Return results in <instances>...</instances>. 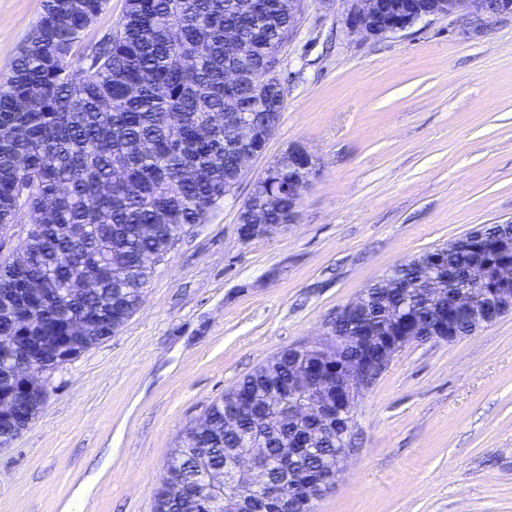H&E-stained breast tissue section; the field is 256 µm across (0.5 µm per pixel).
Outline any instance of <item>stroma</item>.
<instances>
[{"instance_id":"1","label":"stroma","mask_w":512,"mask_h":512,"mask_svg":"<svg viewBox=\"0 0 512 512\" xmlns=\"http://www.w3.org/2000/svg\"><path fill=\"white\" fill-rule=\"evenodd\" d=\"M42 0H0V76ZM307 0L281 53L279 124L235 194L181 235L112 336L43 372L0 446V512H154L179 433L278 352L324 339L390 268L512 220V16L468 9L381 38ZM316 172L287 229L248 242L252 181L295 144ZM315 512H512V313L411 342L352 411Z\"/></svg>"}]
</instances>
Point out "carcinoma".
Masks as SVG:
<instances>
[{"instance_id":"1","label":"carcinoma","mask_w":512,"mask_h":512,"mask_svg":"<svg viewBox=\"0 0 512 512\" xmlns=\"http://www.w3.org/2000/svg\"><path fill=\"white\" fill-rule=\"evenodd\" d=\"M104 0H44L38 35L26 41L11 72L0 78V220L42 226L31 266L17 271L0 264V296L24 287L29 275L50 285L40 306L46 341L34 354L39 368L59 367L50 352L57 340L79 341L89 349L119 329L136 310L154 272L153 258L170 252L188 225L203 224L224 201V185L236 168L237 148L224 126L208 136L201 128L216 114L243 112L257 133L281 112L283 95L273 83L280 70L279 47L297 18L288 0H255L248 17L238 0H125L114 29L94 46L80 49V33L101 12ZM238 83L224 88V72ZM288 160L266 169L262 185L242 204L240 235L255 224H286ZM144 224L153 233H141ZM426 255L393 266L407 287L396 294L364 290L367 317L339 327L354 337L397 313L427 325H451L452 339L465 336L468 316L454 308L466 285L459 277L476 263L485 280L468 289L474 298L494 287L491 256L466 250L448 259L443 294L428 297L417 287ZM89 279L97 288L73 287ZM11 321L0 315V385L10 381L15 352L6 345ZM321 349H285L243 377L208 406V425L185 427L168 466L191 479L200 461L224 466V449L244 447L224 431L230 405L248 409L249 431L264 438L272 457L280 444L313 433L289 420L285 408L270 406L273 387L293 407L305 402L294 392L298 372L316 377ZM351 422L344 412L332 435L319 436L287 461L295 486L324 492L332 483L340 448ZM234 490L211 495L191 481L183 496L168 503L156 492L155 512H232Z\"/></svg>"}]
</instances>
